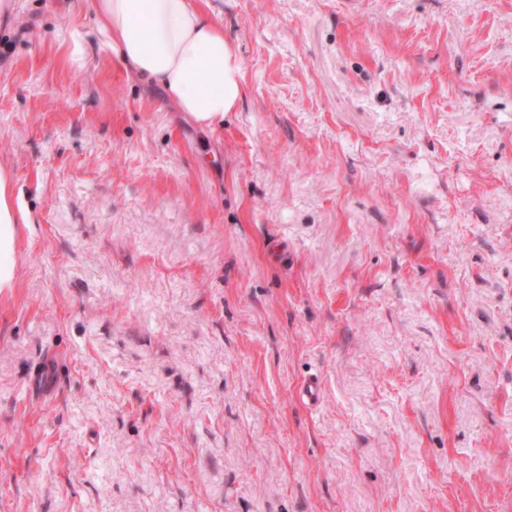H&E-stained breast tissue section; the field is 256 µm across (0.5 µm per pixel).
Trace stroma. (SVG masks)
<instances>
[{"mask_svg":"<svg viewBox=\"0 0 512 512\" xmlns=\"http://www.w3.org/2000/svg\"><path fill=\"white\" fill-rule=\"evenodd\" d=\"M14 4L0 512H512V0H200L213 132Z\"/></svg>","mask_w":512,"mask_h":512,"instance_id":"stroma-1","label":"stroma"}]
</instances>
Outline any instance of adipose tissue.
I'll use <instances>...</instances> for the list:
<instances>
[{"label": "adipose tissue", "mask_w": 512, "mask_h": 512, "mask_svg": "<svg viewBox=\"0 0 512 512\" xmlns=\"http://www.w3.org/2000/svg\"><path fill=\"white\" fill-rule=\"evenodd\" d=\"M102 33L135 73L153 79L173 105L204 128L235 111L243 93L241 61L199 0H94ZM8 175L0 168V288L11 286L17 225Z\"/></svg>", "instance_id": "1"}]
</instances>
